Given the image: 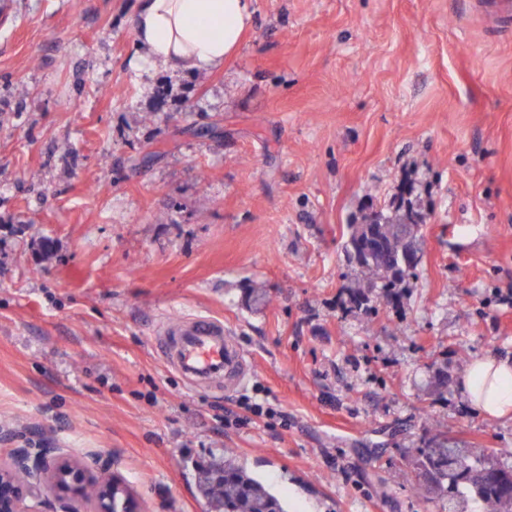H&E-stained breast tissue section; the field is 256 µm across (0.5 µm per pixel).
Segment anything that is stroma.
Segmentation results:
<instances>
[{
	"instance_id": "stroma-1",
	"label": "stroma",
	"mask_w": 512,
	"mask_h": 512,
	"mask_svg": "<svg viewBox=\"0 0 512 512\" xmlns=\"http://www.w3.org/2000/svg\"><path fill=\"white\" fill-rule=\"evenodd\" d=\"M140 3L0 15V459L111 452L144 512H212L227 456L287 512H448L414 489L423 439L512 467V420L459 392L512 358V29L472 0H251L223 68L140 76ZM404 190L420 263L367 314L347 224ZM188 314L223 319L239 387L163 362ZM246 396L277 418L236 426Z\"/></svg>"
}]
</instances>
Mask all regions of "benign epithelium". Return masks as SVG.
<instances>
[{"mask_svg":"<svg viewBox=\"0 0 512 512\" xmlns=\"http://www.w3.org/2000/svg\"><path fill=\"white\" fill-rule=\"evenodd\" d=\"M112 465L110 454L91 467L60 448H15L0 463V512H142Z\"/></svg>","mask_w":512,"mask_h":512,"instance_id":"1","label":"benign epithelium"}]
</instances>
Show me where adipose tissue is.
I'll use <instances>...</instances> for the list:
<instances>
[{
    "instance_id": "obj_1",
    "label": "adipose tissue",
    "mask_w": 512,
    "mask_h": 512,
    "mask_svg": "<svg viewBox=\"0 0 512 512\" xmlns=\"http://www.w3.org/2000/svg\"><path fill=\"white\" fill-rule=\"evenodd\" d=\"M249 0H144L133 20L137 69L201 73L222 67L251 21ZM463 397L489 418L512 419V360L485 355L459 378Z\"/></svg>"
}]
</instances>
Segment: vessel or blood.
<instances>
[{"label":"vessel or blood","mask_w":512,"mask_h":512,"mask_svg":"<svg viewBox=\"0 0 512 512\" xmlns=\"http://www.w3.org/2000/svg\"><path fill=\"white\" fill-rule=\"evenodd\" d=\"M159 341L167 364L193 387L208 391L234 387L248 372L245 355L223 320L196 316L166 322Z\"/></svg>","instance_id":"b4317fda"}]
</instances>
